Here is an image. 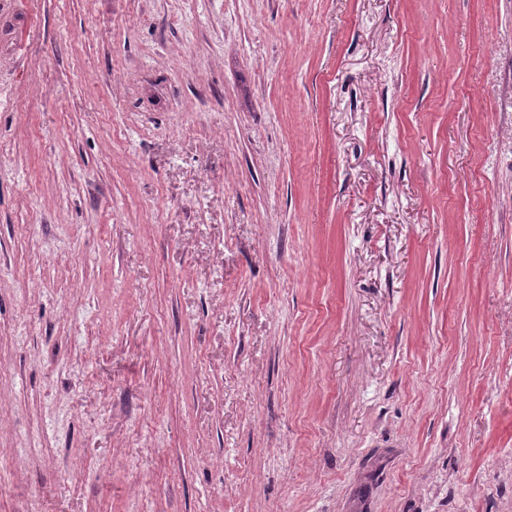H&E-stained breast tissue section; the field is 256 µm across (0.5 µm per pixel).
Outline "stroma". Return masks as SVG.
Masks as SVG:
<instances>
[{"label":"stroma","instance_id":"stroma-1","mask_svg":"<svg viewBox=\"0 0 512 512\" xmlns=\"http://www.w3.org/2000/svg\"><path fill=\"white\" fill-rule=\"evenodd\" d=\"M0 512H512V0H0Z\"/></svg>","mask_w":512,"mask_h":512}]
</instances>
